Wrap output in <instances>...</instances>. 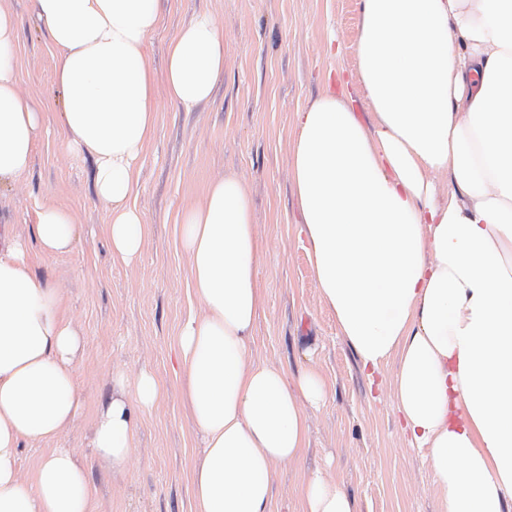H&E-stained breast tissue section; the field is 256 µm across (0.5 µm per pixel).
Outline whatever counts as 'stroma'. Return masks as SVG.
I'll return each mask as SVG.
<instances>
[{"label":"stroma","instance_id":"obj_1","mask_svg":"<svg viewBox=\"0 0 512 512\" xmlns=\"http://www.w3.org/2000/svg\"><path fill=\"white\" fill-rule=\"evenodd\" d=\"M11 4L20 94L44 123L27 173L0 183V227L30 239L43 204L77 213L72 251L46 255L31 243L29 257L35 273L58 288L84 340L76 369L84 409L51 444L22 446V475L30 476L49 448H68L88 470L93 512H192L191 472L202 444L180 397L177 333L199 307L176 221L202 200L209 183L235 176L252 187L265 296L251 357L291 379L316 371L328 387L323 404L305 408L308 432L299 458L275 469L272 512H300L304 481L315 473L336 480L356 512H442L433 472L411 447L396 407L399 359L364 368L340 334L314 278L292 180L296 113L329 92H360L359 0H162V20L146 49L158 121L134 198L150 233L130 265L112 258L93 160L65 146L57 55L36 20L35 0ZM202 12L214 16L224 36V74L208 100L185 110L163 89L167 45ZM144 370L155 375L163 395L138 412L128 468L115 472L91 446L95 410L111 392L113 374L132 382Z\"/></svg>","mask_w":512,"mask_h":512}]
</instances>
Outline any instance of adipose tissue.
<instances>
[{"label":"adipose tissue","mask_w":512,"mask_h":512,"mask_svg":"<svg viewBox=\"0 0 512 512\" xmlns=\"http://www.w3.org/2000/svg\"><path fill=\"white\" fill-rule=\"evenodd\" d=\"M357 99L326 94L299 113L292 176L314 276L364 366L398 356L397 408L424 449L443 512H505L512 503V0H360ZM57 53L68 148L93 158L114 260L135 262L149 227L133 202L136 164L157 122L147 41L160 0H36ZM17 18L0 0V180L24 175L43 117L18 91ZM224 72V37L201 14L168 43L165 90L190 109ZM447 176L437 197L434 177ZM41 251L70 252L68 208L40 207ZM181 242L200 315L178 331L182 397L203 455L194 512H271L276 465L306 438L303 403L327 397L315 371L288 380L254 364L250 340L264 298L249 185L209 184L186 209ZM83 339L63 300L38 278L24 239L0 247V512H92L88 476L53 449L31 478L20 448L57 438L81 412ZM94 416L93 445L115 468L134 448L136 410L161 397L142 372ZM301 512H354L339 484L311 475Z\"/></svg>","instance_id":"obj_1"}]
</instances>
